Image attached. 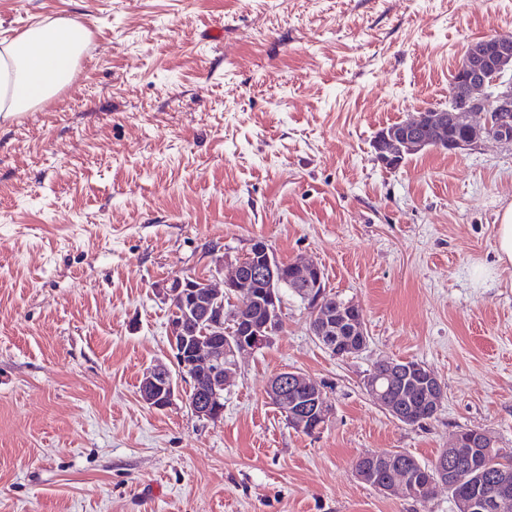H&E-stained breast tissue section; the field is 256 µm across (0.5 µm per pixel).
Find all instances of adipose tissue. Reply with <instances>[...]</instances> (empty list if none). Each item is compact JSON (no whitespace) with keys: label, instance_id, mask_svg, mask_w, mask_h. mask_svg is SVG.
<instances>
[{"label":"adipose tissue","instance_id":"1","mask_svg":"<svg viewBox=\"0 0 512 512\" xmlns=\"http://www.w3.org/2000/svg\"><path fill=\"white\" fill-rule=\"evenodd\" d=\"M89 43L73 19L46 21L0 42V123L33 111L68 86Z\"/></svg>","mask_w":512,"mask_h":512}]
</instances>
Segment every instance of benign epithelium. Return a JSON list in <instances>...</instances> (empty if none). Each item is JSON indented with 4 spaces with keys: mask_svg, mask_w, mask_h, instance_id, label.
<instances>
[{
    "mask_svg": "<svg viewBox=\"0 0 512 512\" xmlns=\"http://www.w3.org/2000/svg\"><path fill=\"white\" fill-rule=\"evenodd\" d=\"M454 92L448 106L419 113L403 125L384 129L374 137L376 160L392 169L400 159L417 154L430 145L451 153L468 150L485 138L512 143V35L487 37L472 43L455 67ZM224 257L215 260L211 274L192 275L172 283L162 282L156 291L166 303L179 304L184 316L169 322V337L175 356L171 365L158 363L144 374L139 394L152 409L164 410L181 397L173 372L188 376L191 384L204 382L195 398H186L195 416L207 422L223 418L224 390L234 382L237 356L251 353L268 344L282 327V304L278 288L284 282L295 288L309 313L311 334L333 354L348 356L361 351L366 333L361 310L352 303L335 305L327 290L324 272L315 261L283 263L276 260L263 239H254L237 258L232 275L217 286L214 280L223 271ZM263 286L253 293L251 283ZM233 308L225 309V302ZM239 336L233 341L226 328ZM365 391L377 399L390 414L413 425L430 420L440 410L444 385L424 365H404L381 360L364 379ZM267 390L288 416L290 426L314 433L331 415L323 386L295 371L275 374ZM495 447L482 429L457 432L449 444L450 457L482 467V451ZM460 475L448 467V459L434 462L428 484L455 487ZM489 496L475 491L462 499L466 512L512 503V479L507 474L495 477ZM383 493L400 489L415 498L413 468L397 461L389 474L376 484Z\"/></svg>",
    "mask_w": 512,
    "mask_h": 512,
    "instance_id": "benign-epithelium-1",
    "label": "benign epithelium"
}]
</instances>
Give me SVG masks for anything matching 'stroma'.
I'll return each instance as SVG.
<instances>
[{
	"mask_svg": "<svg viewBox=\"0 0 512 512\" xmlns=\"http://www.w3.org/2000/svg\"><path fill=\"white\" fill-rule=\"evenodd\" d=\"M89 45L74 85L0 124V512H457L353 471L366 453L433 463L455 432L512 448V266L496 257L512 145L376 161L385 126L447 105L470 44L512 35V0H0V41L56 18ZM316 261L357 305L337 357L283 297L239 356L224 415L142 403L169 362L161 282L232 270L252 240ZM385 358L444 385L407 425L362 382ZM323 385L315 434L269 403L276 373Z\"/></svg>",
	"mask_w": 512,
	"mask_h": 512,
	"instance_id": "35a3bbf8",
	"label": "stroma"
}]
</instances>
